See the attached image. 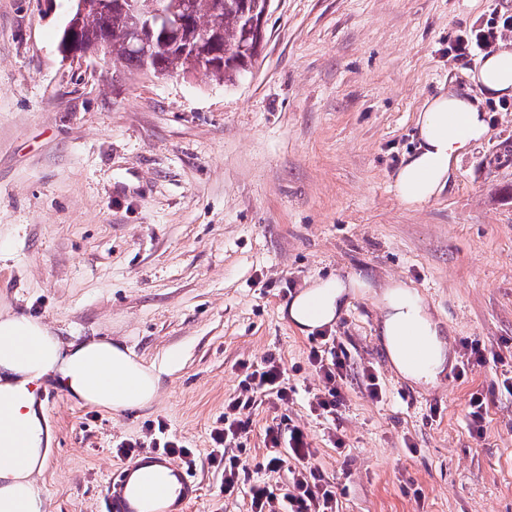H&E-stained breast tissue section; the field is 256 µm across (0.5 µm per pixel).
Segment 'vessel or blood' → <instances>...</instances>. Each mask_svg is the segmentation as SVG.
<instances>
[{
  "label": "vessel or blood",
  "mask_w": 512,
  "mask_h": 512,
  "mask_svg": "<svg viewBox=\"0 0 512 512\" xmlns=\"http://www.w3.org/2000/svg\"><path fill=\"white\" fill-rule=\"evenodd\" d=\"M198 497L189 471L156 451L122 463L104 487L106 512H188Z\"/></svg>",
  "instance_id": "obj_1"
}]
</instances>
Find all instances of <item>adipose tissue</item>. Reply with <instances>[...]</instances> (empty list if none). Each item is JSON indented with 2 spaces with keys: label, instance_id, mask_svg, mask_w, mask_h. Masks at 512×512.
<instances>
[{
  "label": "adipose tissue",
  "instance_id": "1",
  "mask_svg": "<svg viewBox=\"0 0 512 512\" xmlns=\"http://www.w3.org/2000/svg\"><path fill=\"white\" fill-rule=\"evenodd\" d=\"M474 98L445 92L429 97L416 118L418 145L400 162L394 190L400 203L420 209L448 186L458 159L489 131L488 98L512 96V46L500 45L471 75ZM371 296L382 310L380 334L388 358L406 380L432 386L455 365V356L424 298L403 283L374 284L329 278L302 290L290 303L289 321L310 332L333 324L351 297ZM422 340L424 365L410 361L403 337ZM55 380L81 402L120 413L150 405L159 376L122 344L90 338L63 342L39 320L0 312V512H45L33 476L42 470L48 429L36 409V392Z\"/></svg>",
  "mask_w": 512,
  "mask_h": 512
}]
</instances>
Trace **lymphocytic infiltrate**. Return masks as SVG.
<instances>
[{
    "label": "lymphocytic infiltrate",
    "instance_id": "lymphocytic-infiltrate-1",
    "mask_svg": "<svg viewBox=\"0 0 512 512\" xmlns=\"http://www.w3.org/2000/svg\"><path fill=\"white\" fill-rule=\"evenodd\" d=\"M511 31L512 16L497 14L486 23L456 35L448 50L454 59L468 60L475 51L494 48L503 35ZM308 361L323 382L313 393L310 407L326 421L336 422L344 404L345 355L339 345L332 342L311 348ZM240 370L243 392L225 403L223 416L217 419L209 433L211 461L224 474L225 495L247 492L250 512H272L276 506L281 512H338L335 487L312 465V440L300 426L284 430L275 422L265 430L268 453L256 468L270 472L288 469L291 488L282 496H275L266 483L255 480L239 456L226 455V448L239 443L251 430L252 421L246 417V410L259 405L265 398L285 405L293 402L296 394L295 387L288 383L286 368L275 358H267L257 367L241 364Z\"/></svg>",
    "mask_w": 512,
    "mask_h": 512
}]
</instances>
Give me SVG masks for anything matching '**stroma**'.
<instances>
[{"instance_id": "35a3bbf8", "label": "stroma", "mask_w": 512, "mask_h": 512, "mask_svg": "<svg viewBox=\"0 0 512 512\" xmlns=\"http://www.w3.org/2000/svg\"><path fill=\"white\" fill-rule=\"evenodd\" d=\"M72 6L0 0V308L66 341L123 343L162 382L151 405L116 414L47 381L46 512H105L113 446L150 441L160 420L197 454L191 512H249L246 494L221 492L209 432L239 363L271 356L299 395L253 409L246 451L227 455L255 466L284 417L312 436L340 512H512V111L492 113L429 204L407 210L393 188L426 99L470 87L482 61H455L449 37L512 0H275L252 74L232 86L131 74L103 54L70 62ZM357 275L408 283L456 355L477 339L499 362L411 384L378 306L355 297L330 328L348 363L337 449L307 405L321 339L282 310L308 282ZM486 415V398L481 393H472L468 404V417L471 429L479 437L484 435L483 423Z\"/></svg>"}]
</instances>
